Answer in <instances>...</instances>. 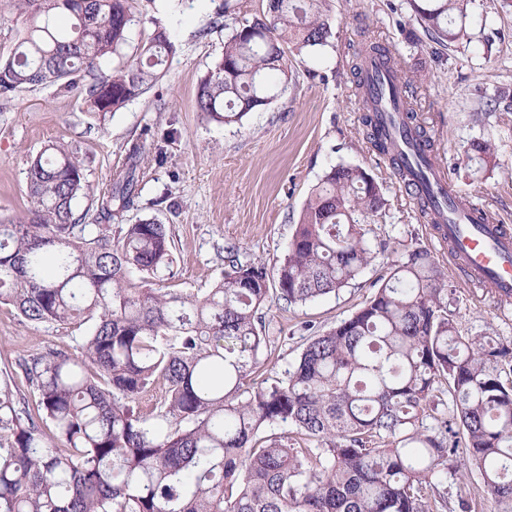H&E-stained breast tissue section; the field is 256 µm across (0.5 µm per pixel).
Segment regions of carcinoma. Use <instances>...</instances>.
<instances>
[{"label": "carcinoma", "mask_w": 512, "mask_h": 512, "mask_svg": "<svg viewBox=\"0 0 512 512\" xmlns=\"http://www.w3.org/2000/svg\"><path fill=\"white\" fill-rule=\"evenodd\" d=\"M133 0H14L15 36H0V96L59 86L106 117L152 88L177 46L157 26L129 64L121 56L136 21ZM476 0H410L436 43L471 39ZM324 0H268L224 41L201 81L197 111L232 125L269 106L291 71L283 45H327ZM398 62L375 36L352 65L366 139L405 166L396 141L379 135L369 65ZM403 142L433 150L405 108ZM462 155H493L472 140ZM141 148L125 170L88 195L84 159L52 143L26 170L24 219L0 223V305L30 322L87 325L81 356L50 349L16 360L0 385V512H446L440 490L459 449L488 493L512 505V346L462 334L453 292L430 253L395 249L387 281L349 318L311 336L282 378L248 387L269 337L263 309L337 294L375 259L367 225L386 210L380 183L339 164L313 188L274 271L224 248V276L205 293L157 286L175 276L174 240L151 220L112 224L130 201ZM20 378L36 411L11 389ZM161 389L149 411L143 395ZM450 414L424 423L437 393ZM292 426L314 448H297Z\"/></svg>", "instance_id": "carcinoma-1"}]
</instances>
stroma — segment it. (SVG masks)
<instances>
[{
    "label": "stroma",
    "instance_id": "stroma-1",
    "mask_svg": "<svg viewBox=\"0 0 512 512\" xmlns=\"http://www.w3.org/2000/svg\"><path fill=\"white\" fill-rule=\"evenodd\" d=\"M471 41L452 47L426 38L407 0H327L335 25L328 45L297 52L286 48L293 72L284 94L267 110L241 123L207 122L196 108L198 86L220 57L228 27L262 15L267 0H155L129 33L123 57L133 59L161 20L178 44L156 85L107 117L93 113L81 96L54 87L0 98V219L28 208V161L56 141L76 148L87 181L98 186L126 162L133 146L146 155L129 207L115 209L116 224L152 220L166 225L175 242L177 275L167 288L203 294L224 274V247L275 268L316 184L339 164L366 168L382 183L388 200L368 238L376 259L355 286L305 305H274L261 332L270 345L259 357L255 386H266L294 365L310 333L334 327L364 306L387 276L392 250L404 240L427 249L454 292L463 332H490L512 345V303L486 290L467 288L448 265L430 225L420 221L411 194L386 157L364 136L363 112L351 66L365 43V30L391 42L401 56L405 81L417 96L419 116L434 140L433 156L461 192L500 224L512 225V111L487 107L496 88L512 89V6L480 0ZM224 28H213L216 10ZM480 139L495 148L487 168L461 160L464 143ZM164 162H156L157 149ZM86 331L78 323L28 322L0 306V374L17 356L62 349L78 354ZM447 512H500L476 472L448 480Z\"/></svg>",
    "mask_w": 512,
    "mask_h": 512
}]
</instances>
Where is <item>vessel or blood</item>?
<instances>
[{
    "label": "vessel or blood",
    "mask_w": 512,
    "mask_h": 512,
    "mask_svg": "<svg viewBox=\"0 0 512 512\" xmlns=\"http://www.w3.org/2000/svg\"><path fill=\"white\" fill-rule=\"evenodd\" d=\"M432 182L448 194V222L440 236L448 245V261L466 287H489L512 299V226L492 221L485 209L460 193L444 167L430 163Z\"/></svg>",
    "instance_id": "b4317fda"
}]
</instances>
